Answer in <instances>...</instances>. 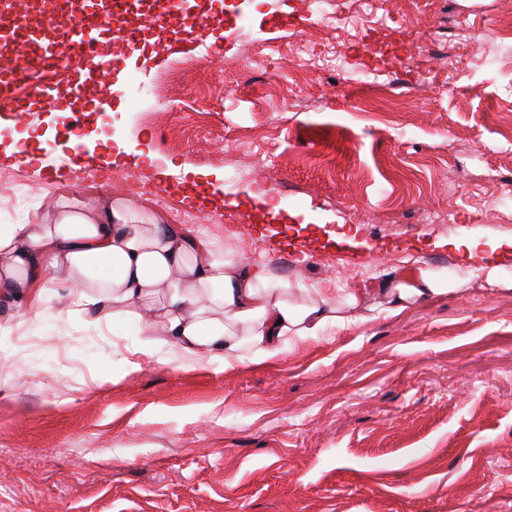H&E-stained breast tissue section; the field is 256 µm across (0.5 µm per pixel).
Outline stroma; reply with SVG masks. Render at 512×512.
Listing matches in <instances>:
<instances>
[{
	"label": "stroma",
	"mask_w": 512,
	"mask_h": 512,
	"mask_svg": "<svg viewBox=\"0 0 512 512\" xmlns=\"http://www.w3.org/2000/svg\"><path fill=\"white\" fill-rule=\"evenodd\" d=\"M354 9L253 0L260 51L225 38L224 0H196L167 27L222 60L145 63L144 32L115 77L141 98L82 115L99 141L74 170L45 162L68 156L77 103L58 94L0 121V225L46 223L64 196L130 200L265 266L292 304L359 298L350 326L267 364L166 352L136 369L134 320L96 321L61 287L20 312L0 299V512H512V288L485 279L492 263L512 278V223L497 217L512 184V38L498 25L512 0H386L363 24L320 23ZM282 12L294 26H271ZM457 15L474 41L433 42L411 66L416 21ZM364 71L374 84L355 83ZM200 173L223 174L222 204L179 193ZM419 267L466 288L387 315L375 285ZM23 332L37 341L22 352Z\"/></svg>",
	"instance_id": "35a3bbf8"
}]
</instances>
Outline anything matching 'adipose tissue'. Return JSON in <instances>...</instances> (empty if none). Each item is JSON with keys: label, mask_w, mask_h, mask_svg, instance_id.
Instances as JSON below:
<instances>
[{"label": "adipose tissue", "mask_w": 512, "mask_h": 512, "mask_svg": "<svg viewBox=\"0 0 512 512\" xmlns=\"http://www.w3.org/2000/svg\"><path fill=\"white\" fill-rule=\"evenodd\" d=\"M53 272L70 281L72 305L100 321L113 319L116 306L160 299L155 316L138 318L136 351L148 357L171 349L189 359L227 360L245 348L251 362L263 364L287 353L291 341L344 321L336 300L291 307L264 267L224 259L152 211L109 200L86 211L65 199L52 223L0 226L1 298L32 307L47 296ZM459 289L421 267L387 275L376 292L396 315Z\"/></svg>", "instance_id": "1"}]
</instances>
